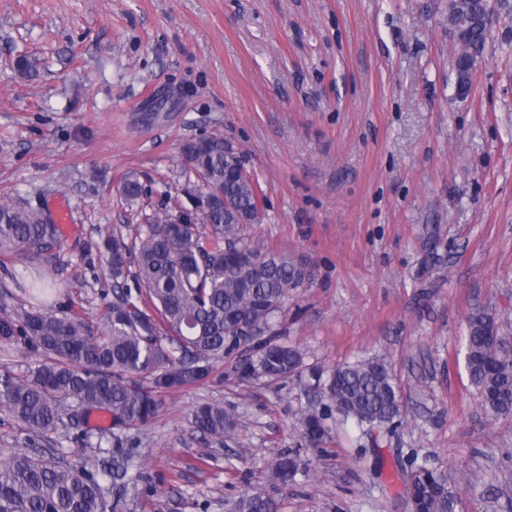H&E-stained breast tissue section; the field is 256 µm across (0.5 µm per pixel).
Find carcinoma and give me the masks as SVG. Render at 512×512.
<instances>
[{
  "label": "carcinoma",
  "instance_id": "carcinoma-1",
  "mask_svg": "<svg viewBox=\"0 0 512 512\" xmlns=\"http://www.w3.org/2000/svg\"><path fill=\"white\" fill-rule=\"evenodd\" d=\"M489 0H448V35L460 42L454 67L461 86L492 36ZM37 59L21 55L14 67L22 75L38 70ZM198 191L216 204L174 223V215L151 216L135 237L108 233L85 245L100 253L112 276V303L93 325L67 308L58 312L31 309L22 315L0 307V340L19 341L40 362L17 375L0 369V413L24 434L18 448L0 461V512H122V495H110V473L91 465L74 468L31 453L48 432L57 430L68 408L77 420L93 410L111 415L112 448L120 456L140 442L139 431L157 416L160 394L204 384L216 363L236 357L231 371L241 380L302 378L303 353L276 342L270 320L290 288H302L307 272L286 253L252 241L247 226L259 224L264 199L243 156L210 134L185 142L181 149ZM130 202L143 196L131 173L120 181ZM61 243L57 225L42 212L0 202V251L24 248L34 256ZM464 367L470 385L493 418L512 416V343L504 323L486 309L466 320ZM323 402L310 407L303 437L320 447L329 421H352L368 446L380 444L409 424L390 365L384 358L344 363L309 374ZM203 436L233 438L237 416L213 400L192 412ZM408 512H460L458 485L471 481L453 467L432 468L407 457ZM300 471L294 454L277 457L264 473L272 488L288 484ZM495 499L512 512V481L495 489ZM230 512H278L277 501L262 490L238 496Z\"/></svg>",
  "mask_w": 512,
  "mask_h": 512
}]
</instances>
